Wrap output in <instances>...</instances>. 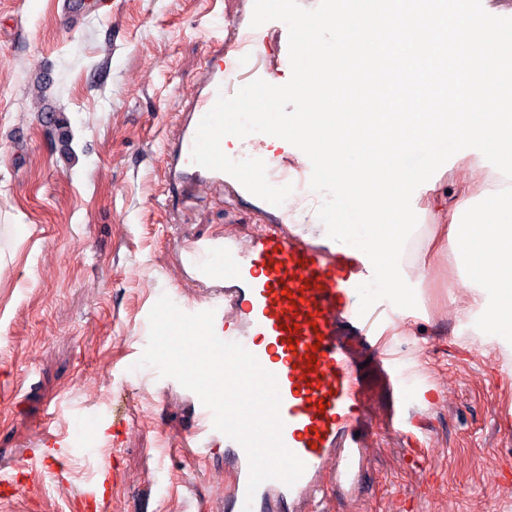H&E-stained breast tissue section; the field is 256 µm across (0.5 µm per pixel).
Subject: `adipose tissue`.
<instances>
[{
    "label": "adipose tissue",
    "instance_id": "obj_1",
    "mask_svg": "<svg viewBox=\"0 0 512 512\" xmlns=\"http://www.w3.org/2000/svg\"><path fill=\"white\" fill-rule=\"evenodd\" d=\"M416 20L402 36L385 32L383 0H342L339 9L318 20L317 30L328 48L336 50V77L344 79L353 59L373 64L401 54L412 43L417 55L412 63L421 80L434 82L443 75L455 102L446 122L399 125L390 113L375 115L376 124L386 131L415 143L443 140L456 145L467 139L500 161L496 170L503 186L495 190L498 204L490 210L485 224L460 226L457 215L476 198L478 189L470 182L456 185L449 208L450 231L440 248L457 252L463 242L472 247L466 257L475 292L469 306L481 310L488 322L504 334L512 333V46L503 44L496 31L474 33L463 15L434 12L433 0H413ZM497 93L498 105L478 108L479 98ZM500 233L504 256L490 261L477 249L485 230Z\"/></svg>",
    "mask_w": 512,
    "mask_h": 512
}]
</instances>
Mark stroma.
<instances>
[{
  "mask_svg": "<svg viewBox=\"0 0 512 512\" xmlns=\"http://www.w3.org/2000/svg\"><path fill=\"white\" fill-rule=\"evenodd\" d=\"M61 0H0V471L45 450L40 426L74 441L89 420L112 456L103 512H224V451L195 456L191 392L138 367L148 315L202 290L180 266L182 239L259 229L257 209L215 188L176 192L162 148L203 64L207 0H98L74 29ZM492 156L450 158L435 173L442 204L456 182L488 173ZM414 208L401 260L417 306L386 318L381 349L436 392L421 406L425 472L408 468L385 427L402 405L367 364L364 436L370 465L332 512H512V367L481 312L457 318L470 291L461 264L439 250L445 225ZM426 260L423 270L414 257ZM95 461L75 457L62 482H26L32 512H80L76 493Z\"/></svg>",
  "mask_w": 512,
  "mask_h": 512,
  "instance_id": "1",
  "label": "stroma"
}]
</instances>
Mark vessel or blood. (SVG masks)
<instances>
[{
    "label": "vessel or blood",
    "instance_id": "vessel-or-blood-1",
    "mask_svg": "<svg viewBox=\"0 0 512 512\" xmlns=\"http://www.w3.org/2000/svg\"><path fill=\"white\" fill-rule=\"evenodd\" d=\"M266 40V27L254 29L246 22L222 25L208 39L199 88L180 115L178 136L163 147L165 175L180 188L189 189L194 178L203 177L246 196L231 175L194 164L191 150L198 124L218 95H232L236 84L248 78L287 82L288 58L268 59ZM273 143L272 136L255 133L239 140L237 152L263 159L272 184L308 183L312 166L306 155L295 146L277 149ZM254 204L271 217L262 233L245 227L221 240H196L181 248V261L209 287L186 310H214L216 335L241 344L276 376L282 440L306 469L293 485L268 480L248 494L244 449L214 429L211 411L201 405L196 408L199 431L208 442L224 445V512H243L247 503L252 512H325L337 491L358 486L368 462L357 428L369 417L371 404L352 345L379 347L384 307L378 303L367 314L359 312L357 287L373 273L362 251L336 245L315 225L289 222L287 206L259 198ZM293 324L297 332L288 333ZM311 356L316 363L310 368L306 361ZM379 366L391 388L410 391L419 403L433 400L434 390L411 385L390 356H380ZM388 426L408 455L419 454L422 441L413 419L397 415ZM42 439L55 452L41 458L31 474L44 484L60 481L77 451L50 430H43ZM110 493L103 477L78 500L85 512H97Z\"/></svg>",
    "mask_w": 512,
    "mask_h": 512
}]
</instances>
